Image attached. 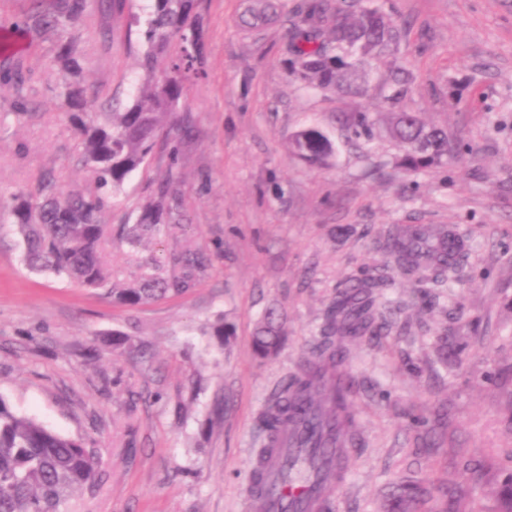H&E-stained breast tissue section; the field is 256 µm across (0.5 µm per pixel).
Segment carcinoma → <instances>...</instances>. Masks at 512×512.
<instances>
[{
	"mask_svg": "<svg viewBox=\"0 0 512 512\" xmlns=\"http://www.w3.org/2000/svg\"><path fill=\"white\" fill-rule=\"evenodd\" d=\"M200 0H147L126 18L127 33L137 35L139 83L130 104L110 112L97 111V99L82 78L79 44L87 0H32L35 8L12 28L50 33L54 38L53 66L62 74L57 88L59 112L75 129L82 162L92 173L93 186L63 190L53 179L42 180L39 195L19 191L12 197L1 224L13 226L23 244V262L32 271L47 272L84 288L103 290L121 304L139 305L168 295H181L195 286L202 261L176 254L174 276L161 269L146 272L137 284L116 288L103 262L104 247L112 240L101 216L108 203L125 191L131 176L144 168L154 147L189 128L176 119L187 85L204 75V26ZM359 0H302L287 11L286 53L290 75L302 86L329 90L338 97L364 92L348 73L368 60H377L399 42L393 22L377 9L357 8ZM269 0H256L249 25H264ZM411 76L394 80L388 100L403 101ZM356 139L370 141L373 121L365 112L343 119ZM390 132L401 147L407 170L439 166L448 161V135L427 127L419 113H393ZM291 152L310 166L330 165L335 154L331 137L316 127L297 131ZM177 149L171 150L167 174L149 200L131 211L123 234L134 241L162 228L180 224ZM383 250L387 260L376 275L354 278L336 291L328 307L312 355L275 394L262 414L264 442L260 456L272 453L269 439L293 427L304 467L285 469L284 482L328 485L334 473L324 468L337 459L344 443L356 447L351 398L354 380L341 371L350 355L348 342L379 336L386 327L379 308L383 290L391 287L388 269L418 282L443 283L455 269L459 240L443 225L432 232L413 226L388 230ZM283 318L268 312L251 335L253 354L266 360L282 347ZM99 467L96 449L79 438L61 435L37 420L16 413L0 397V512H61L83 488L91 485ZM431 492L450 500L470 499L471 512H512V474L497 490L498 506L491 509L472 497L464 484L448 487L426 481L401 487L380 512H421L422 497Z\"/></svg>",
	"mask_w": 512,
	"mask_h": 512,
	"instance_id": "1",
	"label": "carcinoma"
}]
</instances>
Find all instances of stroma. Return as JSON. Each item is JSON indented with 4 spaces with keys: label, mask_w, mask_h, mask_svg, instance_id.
<instances>
[{
    "label": "stroma",
    "mask_w": 512,
    "mask_h": 512,
    "mask_svg": "<svg viewBox=\"0 0 512 512\" xmlns=\"http://www.w3.org/2000/svg\"><path fill=\"white\" fill-rule=\"evenodd\" d=\"M252 0H203L204 79L187 87L178 120L181 226L132 244L128 212L169 164V142L126 185L103 221L106 261L119 286L176 253L203 257L195 288L136 307L22 262L21 238L0 229V397L18 414L81 438L100 455L92 487L66 512H254L249 492L260 448L258 415L297 372L337 286L384 256L393 224L444 225L464 240L453 287L398 280L401 307L384 336L353 345L346 371L357 446L334 481L330 512H378L396 485L431 478L498 486L512 460V0H374L401 29L382 69L414 80L402 108L448 134V164L410 172L389 127L393 106L371 67L367 96L321 93L289 74L285 17L260 30L242 17ZM124 19L88 0L83 77L100 101L127 103L139 76ZM51 39L32 34L0 71L22 68V89L0 88V209L90 179L74 130L56 113ZM33 118L17 117V97ZM367 112L370 141H348L337 113ZM316 126L336 142L316 169L289 150ZM287 315L275 358L249 341L266 308ZM233 334L218 343L217 319Z\"/></svg>",
    "instance_id": "1"
}]
</instances>
